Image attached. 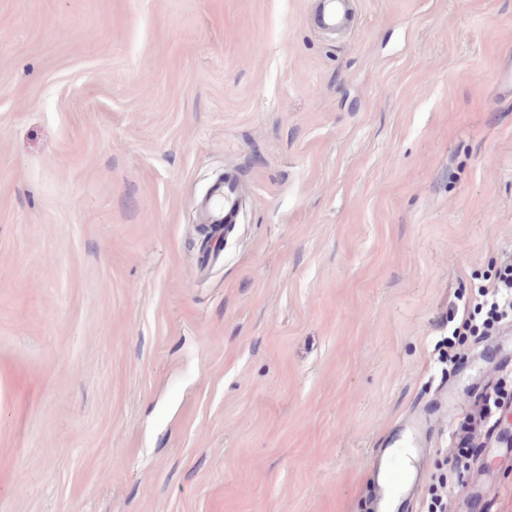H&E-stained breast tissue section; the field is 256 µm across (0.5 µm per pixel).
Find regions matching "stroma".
<instances>
[{"label": "stroma", "mask_w": 512, "mask_h": 512, "mask_svg": "<svg viewBox=\"0 0 512 512\" xmlns=\"http://www.w3.org/2000/svg\"><path fill=\"white\" fill-rule=\"evenodd\" d=\"M0 0V512H512V443L453 428L512 320L453 331L512 252V0ZM246 188L230 234L197 205ZM319 24L326 29L342 26L348 17L349 2L347 0H325Z\"/></svg>", "instance_id": "35a3bbf8"}]
</instances>
